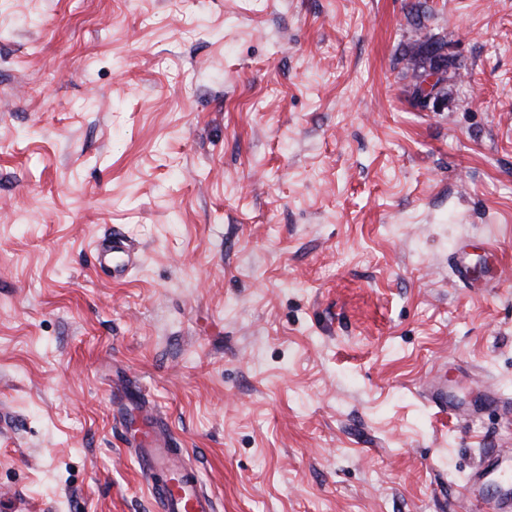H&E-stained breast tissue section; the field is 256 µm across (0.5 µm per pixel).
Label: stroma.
Instances as JSON below:
<instances>
[{"label":"stroma","mask_w":512,"mask_h":512,"mask_svg":"<svg viewBox=\"0 0 512 512\" xmlns=\"http://www.w3.org/2000/svg\"><path fill=\"white\" fill-rule=\"evenodd\" d=\"M488 239L512 262V0H0V512H154L119 379L218 512H461L512 418L422 387L512 398V270L451 272ZM444 76V66L435 61L432 67L419 73L416 77L415 97L423 104H428L432 99H435L444 81ZM137 253L130 241L120 231H112V238L98 242L95 246L96 266L105 275L120 279L126 271L135 266ZM479 394L480 405H478L477 408L471 412H465L456 405L452 391L448 389V383L446 379L443 381L438 379H433L430 381L425 388L423 396L430 405L437 407L441 412L448 411V414H453L455 418H460L461 416L469 417L473 414L479 413V407L482 405H494L500 409L504 405H507L512 412L511 402L504 399L501 394L491 385L484 386Z\"/></svg>","instance_id":"obj_1"}]
</instances>
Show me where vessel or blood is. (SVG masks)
<instances>
[{
    "instance_id": "vessel-or-blood-1",
    "label": "vessel or blood",
    "mask_w": 512,
    "mask_h": 512,
    "mask_svg": "<svg viewBox=\"0 0 512 512\" xmlns=\"http://www.w3.org/2000/svg\"><path fill=\"white\" fill-rule=\"evenodd\" d=\"M137 257L121 232L95 246L96 266L113 279L123 277ZM426 401L440 411L461 416L447 381L432 380L425 388ZM129 419L144 429L133 443L131 453L141 475L149 485L157 512H217L214 497L204 490L195 471L189 469L180 450L164 429L159 411L133 403ZM467 512H512V450L502 448L483 454L461 491Z\"/></svg>"
}]
</instances>
